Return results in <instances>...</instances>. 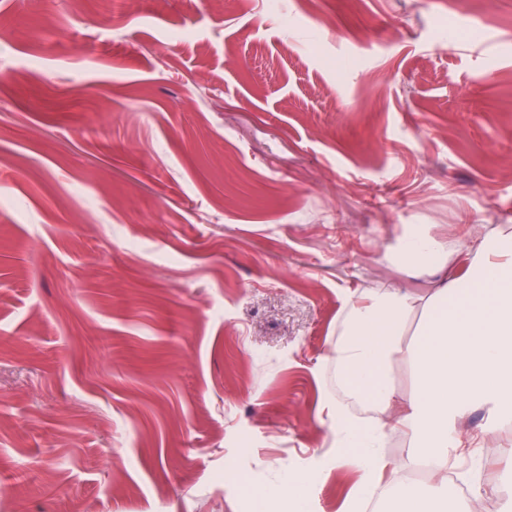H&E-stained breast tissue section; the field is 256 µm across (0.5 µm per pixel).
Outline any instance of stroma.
Returning a JSON list of instances; mask_svg holds the SVG:
<instances>
[{
    "mask_svg": "<svg viewBox=\"0 0 512 512\" xmlns=\"http://www.w3.org/2000/svg\"><path fill=\"white\" fill-rule=\"evenodd\" d=\"M0 0V512H250L326 467L348 295L512 221V0ZM512 512V419L477 409Z\"/></svg>",
    "mask_w": 512,
    "mask_h": 512,
    "instance_id": "stroma-1",
    "label": "stroma"
}]
</instances>
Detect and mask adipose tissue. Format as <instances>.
<instances>
[{"instance_id":"ef3b65f1","label":"adipose tissue","mask_w":512,"mask_h":512,"mask_svg":"<svg viewBox=\"0 0 512 512\" xmlns=\"http://www.w3.org/2000/svg\"><path fill=\"white\" fill-rule=\"evenodd\" d=\"M467 259L459 268L456 253ZM386 258L399 273L430 280L425 293L397 287L353 293L333 350L337 375L348 393L369 403L375 416L359 422L342 402H328L336 435L330 465L352 466L359 482L348 494L346 512H363L373 488L391 491V512H442L448 504V450L469 455L483 434L464 430L473 406L512 416V224H487L461 247L437 236L431 225H407ZM420 315L416 340L405 325ZM408 363L415 392L401 400L392 384L394 365ZM410 440L405 463L388 459L383 448L392 431ZM432 463V477L408 484L402 466ZM303 471L253 494L257 512H305Z\"/></svg>"}]
</instances>
